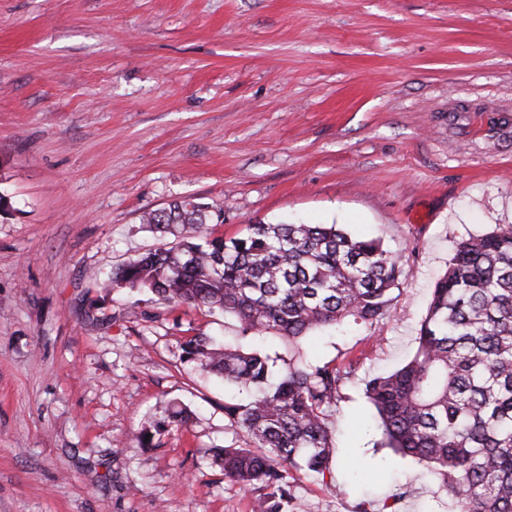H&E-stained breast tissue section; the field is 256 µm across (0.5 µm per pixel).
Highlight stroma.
Returning a JSON list of instances; mask_svg holds the SVG:
<instances>
[{"label": "stroma", "mask_w": 512, "mask_h": 512, "mask_svg": "<svg viewBox=\"0 0 512 512\" xmlns=\"http://www.w3.org/2000/svg\"><path fill=\"white\" fill-rule=\"evenodd\" d=\"M0 194V512H252L213 462L245 439L224 383L179 360L234 321L97 286L186 197L227 239L337 224L402 254L390 318L302 345L369 357L333 488L301 476L291 512H456L362 380L413 355L457 241L512 224V0H0ZM171 402L190 422L139 447Z\"/></svg>", "instance_id": "1"}]
</instances>
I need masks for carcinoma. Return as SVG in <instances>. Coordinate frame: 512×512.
I'll list each match as a JSON object with an SVG mask.
<instances>
[{
    "label": "carcinoma",
    "instance_id": "carcinoma-1",
    "mask_svg": "<svg viewBox=\"0 0 512 512\" xmlns=\"http://www.w3.org/2000/svg\"><path fill=\"white\" fill-rule=\"evenodd\" d=\"M223 210L193 198L145 212L167 242L129 260L101 283L149 292L168 305L234 318L244 334L300 345L310 333L392 315L402 255L334 224H249L224 240L207 225ZM413 356L389 374L364 379L387 446L427 462L458 512H512V225L456 243L432 289ZM180 362L221 377L238 392L224 400L225 426L243 445L216 452L224 479L260 490L254 512H288L297 474L325 478L337 447L328 427L343 384L360 359L340 365L300 351L194 336ZM187 408L169 404L137 436L152 446Z\"/></svg>",
    "mask_w": 512,
    "mask_h": 512
}]
</instances>
